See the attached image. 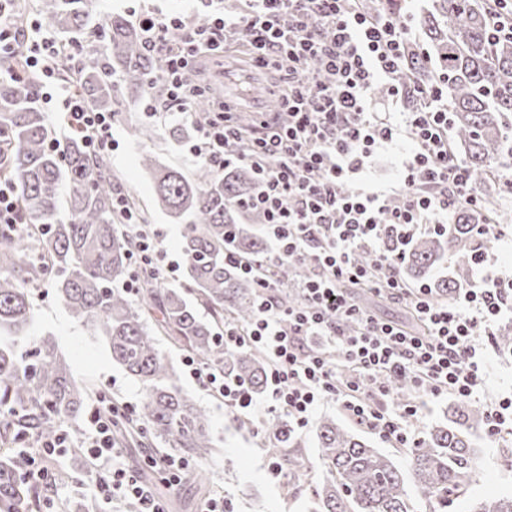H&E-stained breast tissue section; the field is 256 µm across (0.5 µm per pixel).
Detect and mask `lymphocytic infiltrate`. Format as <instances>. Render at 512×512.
Instances as JSON below:
<instances>
[{
	"mask_svg": "<svg viewBox=\"0 0 512 512\" xmlns=\"http://www.w3.org/2000/svg\"><path fill=\"white\" fill-rule=\"evenodd\" d=\"M13 0H0V54L18 39L28 45L27 65L46 86L37 103L60 96L71 129L85 133L91 150L112 149V115L92 111L78 95L56 85L52 60L58 44L39 28L20 33L10 22ZM208 11L186 21L154 10L139 26L164 76L161 95L148 97L146 112H174L193 119L191 101L201 88L187 84L186 73L205 53H220L230 40L245 36L255 68L273 71L281 86L285 123L255 117L249 152L232 144L241 133L229 103H220L188 153L214 172L246 164L258 188L244 205L262 210L276 251L265 264L239 261L257 284L258 302L248 328L224 324L228 349L258 347L268 358L269 410L287 408L305 426L315 405L333 399L352 418L380 438L403 448L418 440L409 422L416 406L390 411L391 392L382 376L404 379L419 392L471 399L482 380L484 360L478 327H491L512 303V277L486 273L481 246L472 255L477 283L448 302L432 297L430 284L408 286L395 268L416 236L446 230L449 212L482 208L472 171L455 154L448 134V97L439 84L418 88L416 109H402L406 91L400 70L415 31L411 14L369 13L362 0H247L243 12L228 13L223 0H207ZM179 31L170 41L171 31ZM385 85L395 117H380L373 100ZM409 141L401 157L399 195L356 188L358 173L373 147ZM368 254L371 265L359 263ZM311 260L312 276L301 288L303 303L284 308L272 300L274 282L262 266ZM135 274L125 284L138 293L139 275L152 270L163 281L175 279L178 262L166 260L156 235L139 233L132 255ZM365 288L405 301L416 321L407 327L383 321L356 304L347 289ZM193 377L238 412L250 410L255 396L222 369L186 358ZM129 404L96 403L89 411L85 458L98 479L90 494L105 502L119 499L134 512H167L165 502L140 478L116 461L115 421L131 414Z\"/></svg>",
	"mask_w": 512,
	"mask_h": 512,
	"instance_id": "1",
	"label": "lymphocytic infiltrate"
}]
</instances>
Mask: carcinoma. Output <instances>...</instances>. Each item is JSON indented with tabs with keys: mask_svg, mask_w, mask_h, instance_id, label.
Wrapping results in <instances>:
<instances>
[{
	"mask_svg": "<svg viewBox=\"0 0 512 512\" xmlns=\"http://www.w3.org/2000/svg\"><path fill=\"white\" fill-rule=\"evenodd\" d=\"M88 0H37L41 26L65 36L54 67L95 112H117L122 88L139 100L162 83L156 58L144 47L139 26L114 14L90 23ZM489 0H432L420 23L425 43L411 44L400 75L407 89L406 107L416 106L414 85L444 75L453 115L456 153L476 176L492 185L493 166L512 154V38L492 30ZM105 45L99 53L94 44ZM22 43L0 55V181L13 185L21 224H0V512H18L28 504L40 512L25 481L30 459L20 451L28 440L51 442L64 423L85 414L91 388L78 383L70 367L47 338L31 341V289L48 282L71 315L108 344L112 361L142 383L144 396L134 413L116 428L122 440L138 448H170L194 458L212 447L207 414L175 385L169 361L157 348L162 334L188 354L224 374L244 381L255 394L266 387L267 365L246 349L230 350L220 338L221 321L247 327L257 302L254 280L224 262L232 251L252 261L267 255L266 241L256 234L263 215L237 201L255 190L244 165L215 174L198 164L196 177L157 163L148 145L159 136L153 124L132 129L142 147L141 162L150 172L155 206L182 222L185 289L167 288L145 274L133 301L120 284L129 275L137 237L119 229L112 196L119 175L105 153H93L86 138L74 132L60 145L49 144L52 131L34 102L38 77L25 69ZM196 123L210 112V99L193 101ZM66 205H61L63 185ZM497 195L485 194V208H462L442 236L410 244L396 273L403 280L424 277L447 253L455 257V276L433 284L434 297L450 296L471 271L474 224L497 221ZM312 264L304 260L273 268L279 290L274 298L294 306L301 296L286 291L288 279H304ZM212 312L203 320L186 293ZM500 352L512 353V328L493 336ZM447 426L431 428L409 453L413 478L360 437L325 420L316 427L327 476L313 490V512H410V489L429 504L430 512H448V503L463 496L479 470L470 429L481 421L477 409L459 406ZM273 443L268 452L280 460L288 487L304 479L312 463L305 441L279 418L265 424ZM186 482L199 496L211 491L209 479L191 471ZM472 512H512V495L478 503Z\"/></svg>",
	"mask_w": 512,
	"mask_h": 512,
	"instance_id": "obj_1",
	"label": "carcinoma"
}]
</instances>
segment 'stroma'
Wrapping results in <instances>:
<instances>
[{
	"mask_svg": "<svg viewBox=\"0 0 512 512\" xmlns=\"http://www.w3.org/2000/svg\"><path fill=\"white\" fill-rule=\"evenodd\" d=\"M146 8H159L173 14L184 13L187 0H90L92 21L107 15L120 13L131 15ZM199 85L206 87L211 102L223 100L233 105L250 106L248 95L252 86H259L265 97H272L274 82L271 73L255 69L247 54L228 47L224 54L204 56L196 66ZM144 107L134 102L114 116V136L117 148L110 160L113 170L122 176V189L135 195L141 207L152 208L155 196L154 185L141 166V148L131 135L134 126L145 122ZM179 115L158 119L161 131L151 150L159 162L193 174L196 161L184 150L183 141L172 139L168 130L178 124ZM352 183L360 187L371 184L388 191L400 189L399 149L395 145H381L365 160L364 168L355 174ZM502 214L498 225L502 231L499 240L488 249L490 268L507 273L512 271V194H503L500 201ZM34 322L32 335L40 337L52 333L60 352L72 366L74 375L82 381L109 389L111 395L121 402L138 405L143 396L140 383L120 366L113 364L105 346L89 335L86 327L74 320L67 307L57 298L49 285L32 291ZM159 348L175 368L176 385L188 393L197 405L203 407L209 417L214 446L205 456L189 461L190 468L204 470L211 479L214 494L224 496L233 512H308L310 508L307 490L322 483L326 468L320 464V451L315 433V424L331 419L350 432L363 438L371 447L390 457L400 469L408 467L407 449L384 441L366 426L351 418L333 400H324L316 407L312 421L301 428L306 442L307 455L314 460V467L304 479V487L297 493H288L283 477L273 476L268 466L271 457L267 452L269 439L263 425L269 414L261 410L239 415L225 406L221 398L204 389L190 374L184 364L183 350L167 341H160ZM487 375L480 386L474 407L497 405L501 400L512 398V356L488 348ZM472 443L483 457L485 465L470 489L466 501L454 504L451 512H473L475 505L485 499L499 497L512 490V433L502 432L490 437L486 427L471 432ZM57 463L70 473V480L58 492L59 504H66L75 497L88 499L90 512H131L129 504L121 501L105 503L91 501L87 486L90 478L71 456H59Z\"/></svg>",
	"mask_w": 512,
	"mask_h": 512,
	"instance_id": "obj_1",
	"label": "stroma"
}]
</instances>
